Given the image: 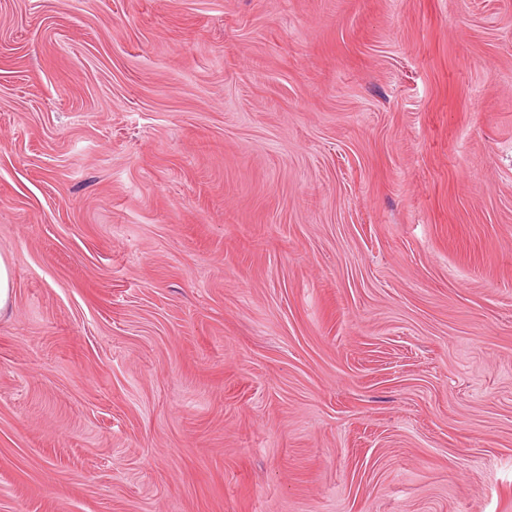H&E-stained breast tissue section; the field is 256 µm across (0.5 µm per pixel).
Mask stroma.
Instances as JSON below:
<instances>
[{
	"mask_svg": "<svg viewBox=\"0 0 512 512\" xmlns=\"http://www.w3.org/2000/svg\"><path fill=\"white\" fill-rule=\"evenodd\" d=\"M0 512H512V0H0ZM13 283L11 268L0 255V316L8 315L13 306Z\"/></svg>",
	"mask_w": 512,
	"mask_h": 512,
	"instance_id": "1",
	"label": "stroma"
}]
</instances>
